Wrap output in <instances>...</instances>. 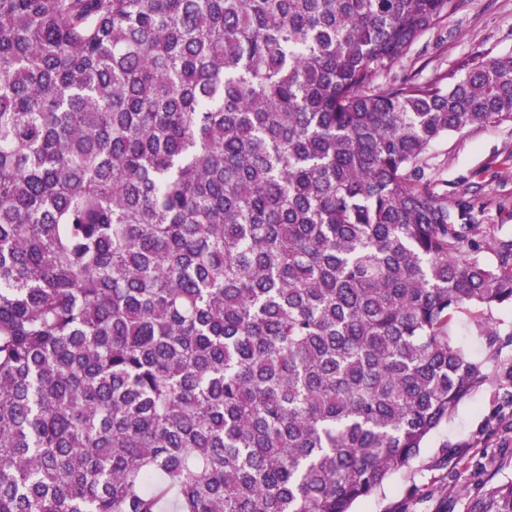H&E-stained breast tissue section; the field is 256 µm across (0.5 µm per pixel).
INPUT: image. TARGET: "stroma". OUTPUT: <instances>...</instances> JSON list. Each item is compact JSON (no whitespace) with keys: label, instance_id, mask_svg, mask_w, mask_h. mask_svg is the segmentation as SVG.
Masks as SVG:
<instances>
[{"label":"stroma","instance_id":"stroma-1","mask_svg":"<svg viewBox=\"0 0 512 512\" xmlns=\"http://www.w3.org/2000/svg\"><path fill=\"white\" fill-rule=\"evenodd\" d=\"M512 54V0H459L396 67L397 74L428 81L452 73L478 55ZM427 173L449 198L471 200L479 220L472 239L484 258L512 238V121H493L449 134L429 152ZM453 340L484 361L488 380L461 400L410 463L353 512H466L483 478L512 477V403L499 375L512 365V345L490 353L486 338L459 315Z\"/></svg>","mask_w":512,"mask_h":512}]
</instances>
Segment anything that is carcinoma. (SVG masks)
<instances>
[{
  "label": "carcinoma",
  "instance_id": "carcinoma-1",
  "mask_svg": "<svg viewBox=\"0 0 512 512\" xmlns=\"http://www.w3.org/2000/svg\"><path fill=\"white\" fill-rule=\"evenodd\" d=\"M457 6L0 0V512H351L487 380L512 239L424 170L512 54L390 76Z\"/></svg>",
  "mask_w": 512,
  "mask_h": 512
}]
</instances>
